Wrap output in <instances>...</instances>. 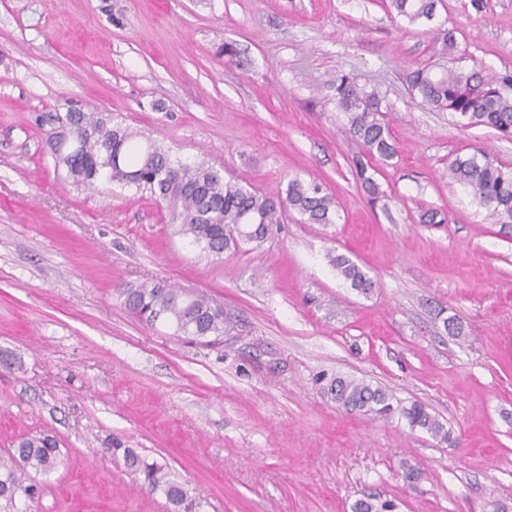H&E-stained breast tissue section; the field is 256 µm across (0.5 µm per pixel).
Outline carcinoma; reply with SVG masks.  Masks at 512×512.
<instances>
[{"label":"carcinoma","instance_id":"1","mask_svg":"<svg viewBox=\"0 0 512 512\" xmlns=\"http://www.w3.org/2000/svg\"><path fill=\"white\" fill-rule=\"evenodd\" d=\"M437 0H390L396 16L414 25L431 20ZM407 87L431 109L447 112L465 127L486 126L506 137L512 136V71L493 75L480 68L444 69L436 72L416 68L406 73ZM336 105L347 116L346 134L360 144L367 156L390 159L396 154L384 114L388 107L376 90H366L346 74L333 81ZM49 137L55 164L66 170L77 187L90 188L107 180L132 187L166 205L169 223L176 233L221 257L244 242L263 239L269 228L283 221L290 209L305 224H331L335 201L323 193L321 185L288 182L286 196L258 191L249 182H230L205 160L182 162L171 158L169 150L142 133L102 112H84L67 107L51 116ZM356 172L371 196L379 199L378 184L367 174L362 160ZM452 182L463 186L486 209L497 224H512V168L478 149L466 158L455 159L448 167ZM338 273L350 287L366 294L375 282L361 266L344 255L331 258ZM125 306L153 324L164 319L184 336L204 338L224 335V308L203 294H189L163 281H143L122 288ZM324 390L336 406L376 417L393 412L391 397L380 387L333 376ZM410 428H420L435 438H448V431L425 406L413 403L401 410ZM127 468L142 475L144 484L161 492L170 512H200L201 502L187 486L172 478L166 466L149 461L133 448L123 449ZM63 460L57 439L40 432L21 437L15 446L0 455V512H18V496L34 502L42 487L31 477L35 472L49 475ZM353 512H393L394 504L374 497L357 500Z\"/></svg>","mask_w":512,"mask_h":512}]
</instances>
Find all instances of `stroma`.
Wrapping results in <instances>:
<instances>
[{"mask_svg":"<svg viewBox=\"0 0 512 512\" xmlns=\"http://www.w3.org/2000/svg\"><path fill=\"white\" fill-rule=\"evenodd\" d=\"M483 3L438 0L410 25L389 0H0V452L46 429L63 457L32 512H167L116 441L206 512H351L368 496L512 512V225L448 178L479 148L512 166V140L429 110L405 82L417 67L512 69V0ZM444 29L459 52L442 59ZM339 73L390 105L397 153L369 163L375 205ZM66 102L262 191L320 183L336 219L290 210L264 240L208 255L148 194L55 169L46 133ZM146 279L222 304L223 336L140 321L120 290ZM323 373L386 389L394 414L339 409ZM414 403L449 440L409 427L399 410ZM338 273L349 281L351 288L367 294L374 288L375 282L361 266L344 255L333 256L330 260Z\"/></svg>","mask_w":512,"mask_h":512,"instance_id":"stroma-1","label":"stroma"}]
</instances>
